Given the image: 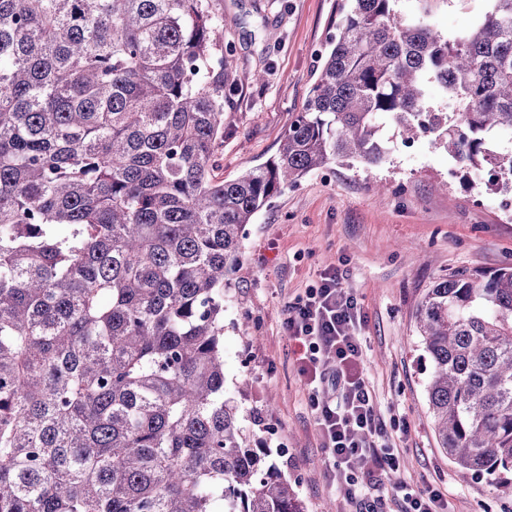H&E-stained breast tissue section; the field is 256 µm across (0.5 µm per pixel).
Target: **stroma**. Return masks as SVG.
<instances>
[{
  "label": "stroma",
  "mask_w": 512,
  "mask_h": 512,
  "mask_svg": "<svg viewBox=\"0 0 512 512\" xmlns=\"http://www.w3.org/2000/svg\"><path fill=\"white\" fill-rule=\"evenodd\" d=\"M339 0H212L224 24V141L217 176L237 178L271 159L304 110L320 55L336 33ZM490 0H437L441 35L481 23ZM266 75L264 83L254 72ZM389 187L379 193L377 184ZM502 193L455 173L431 138L391 145L375 169L331 163L282 188L245 228L242 258L224 289V392L250 445L288 476L306 512H350L328 474L282 310L328 268L361 307L359 337L377 410L401 453L399 480L432 483L450 512H512V491L460 473L436 443L426 400L432 370L414 315L428 288L454 271L512 267V210Z\"/></svg>",
  "instance_id": "obj_1"
}]
</instances>
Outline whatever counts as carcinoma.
<instances>
[{
	"instance_id": "1",
	"label": "carcinoma",
	"mask_w": 512,
	"mask_h": 512,
	"mask_svg": "<svg viewBox=\"0 0 512 512\" xmlns=\"http://www.w3.org/2000/svg\"><path fill=\"white\" fill-rule=\"evenodd\" d=\"M210 2L0 0V512H304L224 397L245 226L335 161L381 165L388 128L512 192V0L448 38L344 0L277 155L229 181ZM415 322L439 448L512 489V267L448 274Z\"/></svg>"
}]
</instances>
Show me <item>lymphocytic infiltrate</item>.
Returning a JSON list of instances; mask_svg holds the SVG:
<instances>
[{"label": "lymphocytic infiltrate", "instance_id": "f902f5d3", "mask_svg": "<svg viewBox=\"0 0 512 512\" xmlns=\"http://www.w3.org/2000/svg\"><path fill=\"white\" fill-rule=\"evenodd\" d=\"M359 318L357 299L342 288L335 271L325 272L304 298L283 311L339 491L358 512H378L370 490L377 475L396 478L400 452L374 403L361 342L350 332Z\"/></svg>", "mask_w": 512, "mask_h": 512}]
</instances>
